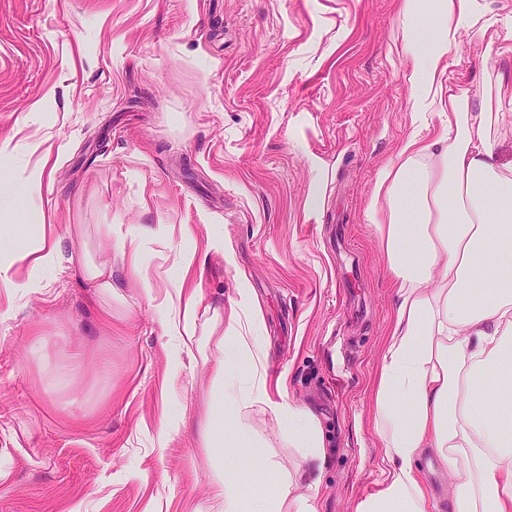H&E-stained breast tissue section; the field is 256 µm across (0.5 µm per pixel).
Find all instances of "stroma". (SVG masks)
I'll use <instances>...</instances> for the list:
<instances>
[{"mask_svg": "<svg viewBox=\"0 0 512 512\" xmlns=\"http://www.w3.org/2000/svg\"><path fill=\"white\" fill-rule=\"evenodd\" d=\"M401 0H0V225H123L143 275L112 256V319L79 271L51 270L0 316V512L209 507L206 407L149 298L196 228L187 286L264 310L272 374L319 419L320 512H354L382 480L372 408L395 293L366 208L378 168L413 129ZM449 53L460 85L512 75V57ZM40 176L43 193L24 191ZM223 237L234 266L207 249ZM43 348L33 349L36 336ZM186 415L166 448L160 409Z\"/></svg>", "mask_w": 512, "mask_h": 512, "instance_id": "stroma-1", "label": "stroma"}]
</instances>
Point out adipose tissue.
I'll list each match as a JSON object with an SVG mask.
<instances>
[{
  "label": "adipose tissue",
  "mask_w": 512,
  "mask_h": 512,
  "mask_svg": "<svg viewBox=\"0 0 512 512\" xmlns=\"http://www.w3.org/2000/svg\"><path fill=\"white\" fill-rule=\"evenodd\" d=\"M402 50L411 61V108L438 113L431 138L408 135L379 170L369 200L395 288L394 320L384 344L375 427L384 441L380 489L354 512H433L416 460L428 453L454 482L451 512H512V161L496 152L504 119L488 85L447 83L448 52L461 31H476L484 60L512 56L481 0H403ZM70 261L112 316V264L89 247L83 224L66 227ZM38 274L59 266L57 243L44 233L27 247L0 252V288H14V265ZM165 335L178 339L161 383L171 394L186 364L208 368L210 412L200 446L212 467L215 512H319L311 469L324 456L319 421L287 395L286 375L271 377L259 334L261 303L251 289L226 308L204 304L200 289L177 285L157 296ZM500 383L485 407L487 379ZM268 412L284 427L296 457L284 469L248 419ZM227 457L248 460L256 482L244 490Z\"/></svg>",
  "instance_id": "adipose-tissue-1"
}]
</instances>
